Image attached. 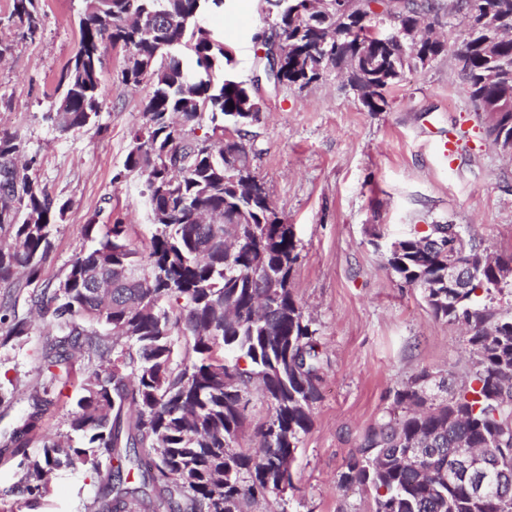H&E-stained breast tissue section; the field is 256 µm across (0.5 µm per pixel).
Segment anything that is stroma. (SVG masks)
I'll return each instance as SVG.
<instances>
[{"label":"stroma","mask_w":512,"mask_h":512,"mask_svg":"<svg viewBox=\"0 0 512 512\" xmlns=\"http://www.w3.org/2000/svg\"><path fill=\"white\" fill-rule=\"evenodd\" d=\"M46 28L36 41L13 27L0 40L13 49L0 60V129L16 134L31 174L69 208L53 231L46 280L63 277L89 243L88 222L127 226V242L147 254L155 226L144 195L146 176L118 178L131 133L144 121L148 83L124 84L125 52H102L104 100L98 125L59 134L43 115L59 104L57 82L80 40L82 0H41ZM275 17L266 0H226L202 24L229 44L234 73L257 81L263 111L244 143L284 223L294 228L300 260L292 272L297 301L310 316L327 362L313 425L292 465L286 507L257 501L251 512H370L371 502L341 490L336 478L362 432L390 407L393 394L421 370L465 381L473 356L464 331L435 318L420 289L385 266V246L454 224L488 253L512 250V153L487 137L489 114L468 92L453 52L466 26L439 13L437 34L449 51L426 69L411 71L390 91L385 111L365 108L343 77L329 74L301 88L259 79L261 37ZM452 142L454 156L439 146ZM49 337L39 330L0 345V434L29 411L25 394L48 374ZM80 378L56 383V403L40 429L24 437L27 455L70 432L69 413ZM19 456L0 447V499L13 512H96L95 473L75 467L54 474L49 495L31 502L19 480Z\"/></svg>","instance_id":"stroma-1"}]
</instances>
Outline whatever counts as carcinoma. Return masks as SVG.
Masks as SVG:
<instances>
[{"mask_svg":"<svg viewBox=\"0 0 512 512\" xmlns=\"http://www.w3.org/2000/svg\"><path fill=\"white\" fill-rule=\"evenodd\" d=\"M93 10L80 20L79 48L57 89L68 103L46 115L63 132L96 122L101 111V48L125 51L123 80L147 82L145 122L132 133V149L119 180L145 172L146 193L167 213L156 224L147 261L126 242V226H82L94 246L81 252L58 281L41 280L50 256L51 230L67 203L51 197L15 160L18 136L0 131V287L31 289L30 308L53 334L44 365L47 385L30 394L32 411L0 442L9 448L39 427L53 405L51 388L76 374V354L109 367L85 376L69 413L75 438L47 441L40 456H23V490L38 499L51 476L77 464L101 476L98 512H246L258 497L293 488L291 466L313 424L324 357L316 330L291 285L300 252L269 207V193L253 192L256 179L242 132L259 105L255 85L233 74L231 47L198 25L209 0H84ZM275 0L276 19L263 43L277 37L288 47L287 83L301 88L331 67L346 75L371 112L388 106V93L406 69H424L422 54L437 58L445 41L414 49L404 32L447 9L467 20L456 52L470 97L479 106L512 100V0ZM142 11L163 17V34L130 23ZM8 26L34 41L46 14L40 0H13ZM194 59L187 68L185 56ZM220 64L217 78L196 76ZM202 116L212 123L201 142L183 127ZM498 141L512 136V110L487 127ZM237 151L240 169L224 167V152ZM252 223H236L239 208ZM451 224L398 241L387 268L421 289L433 314L468 328L477 359L469 385L432 384L423 370L395 391L391 407L361 435L340 472L341 489L356 487L372 512H512V482L494 487L484 501L461 479L448 477V459L488 455L499 474L512 477V315L481 303L478 292L502 293L509 280L496 270L512 252L491 259L467 241L474 275L448 287L435 245ZM31 323L8 299L0 303V344L28 335ZM185 358L173 365L174 336ZM246 366H241V363ZM257 388L271 407L252 456L237 448L247 421L245 396Z\"/></svg>","mask_w":512,"mask_h":512,"instance_id":"1","label":"carcinoma"}]
</instances>
